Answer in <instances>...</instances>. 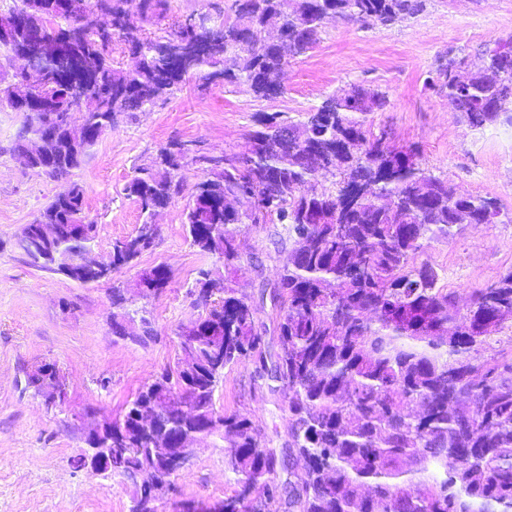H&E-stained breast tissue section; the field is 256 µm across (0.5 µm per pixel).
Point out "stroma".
<instances>
[{
    "label": "stroma",
    "instance_id": "stroma-1",
    "mask_svg": "<svg viewBox=\"0 0 512 512\" xmlns=\"http://www.w3.org/2000/svg\"><path fill=\"white\" fill-rule=\"evenodd\" d=\"M231 0H170L164 21L147 28L161 36L195 13L218 20ZM512 36V0H426L423 12L388 26L344 18L326 22L317 46L290 61L285 91L256 98L244 85L214 80L199 88L190 78L165 99L141 111L119 114L67 180L27 167L11 150L22 113L0 107V512H129L133 490L119 477L79 467L88 415L119 412L142 385L180 355L177 329L198 318L189 294L200 269L215 259L189 240L185 212L194 185L206 174V158L243 154L263 112L301 118L328 96L351 85L386 91L390 104L371 114L375 132L398 146H419L423 162L458 192L494 197L512 211V126H469L424 81L442 56L475 57L478 49ZM195 141L199 160L185 159L179 193L156 218L158 237L134 266L111 280L81 285L30 264L15 242L24 225L68 183L86 190L85 212L97 226L96 257H108L115 240L135 234L142 222L125 186L137 166L169 141ZM246 242L259 258L246 293L265 344L277 351V310L268 297L283 262L274 227H251ZM445 288L467 299L475 288L512 269V223L471 224L453 239L432 243L422 255ZM166 267L171 281L142 305L156 339L138 346L112 334V289L133 284L140 272ZM51 362L65 377L64 405L47 407L26 382L34 365ZM220 410L249 418L268 447L284 451L288 415L244 360L227 369L216 394ZM176 497L211 504L231 493L224 452L216 439L197 445L176 480Z\"/></svg>",
    "mask_w": 512,
    "mask_h": 512
}]
</instances>
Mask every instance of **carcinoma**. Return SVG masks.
Segmentation results:
<instances>
[{
	"label": "carcinoma",
	"instance_id": "1",
	"mask_svg": "<svg viewBox=\"0 0 512 512\" xmlns=\"http://www.w3.org/2000/svg\"><path fill=\"white\" fill-rule=\"evenodd\" d=\"M425 0H233L217 24L222 38L204 42L185 19L151 37L145 25L167 17L168 0H139L127 11L122 40L136 58L132 69L114 66L98 14L82 0H13L0 11V32L33 47L62 41L92 62L84 75L69 63L50 64L39 94L52 100L49 128L60 138L73 111L89 115L84 148L46 171L59 180L79 167L116 115L135 112L174 92L185 76L207 84L221 78L248 86L258 98L283 93L288 63L320 41L327 17L384 26L423 11ZM285 19L283 38L268 42L271 17ZM164 39L186 53L168 55ZM484 73L459 94L464 57L448 54L426 85L473 127L512 124L495 102L512 95V36L481 47ZM12 59L0 52V97L25 111V87L9 78ZM85 81V97L70 98L68 83ZM331 112H308L285 122L264 112L251 134L249 155L208 158L210 173L195 184L186 224L193 246L222 261L202 270L190 291L201 309L185 326L189 350L175 367L145 383L107 423L112 428L111 474L133 488L130 512H158L173 490L181 441L216 437L234 488L224 512H512V350L499 333L512 318V270L473 291L462 308L439 285L436 269L418 257L429 244L467 224L512 222L495 198L459 194L424 167L420 151L390 145L369 116L388 104L385 92L353 85L332 96ZM187 142L172 140L135 170L125 187L148 224L178 194ZM326 170L332 181L306 187ZM84 189L71 183L36 217L56 225L51 240L32 239L25 256L38 268L70 280L79 276L77 253L93 243L97 225L85 215ZM276 224L286 253L272 292L278 310L279 351L271 354L256 325V309L242 289L254 252L249 226ZM112 252L115 269L150 249L136 236ZM137 293L149 298L166 287L170 272ZM129 298L112 288V334L139 346L154 329L139 308V331L127 321ZM250 360L257 378L284 393L288 413V467L282 480L277 452L262 431L236 413L216 408L224 371ZM41 363L28 384L41 390L58 377ZM150 423H145V419ZM170 441L168 457L155 454L156 434ZM160 478L135 482L141 472Z\"/></svg>",
	"mask_w": 512,
	"mask_h": 512
}]
</instances>
